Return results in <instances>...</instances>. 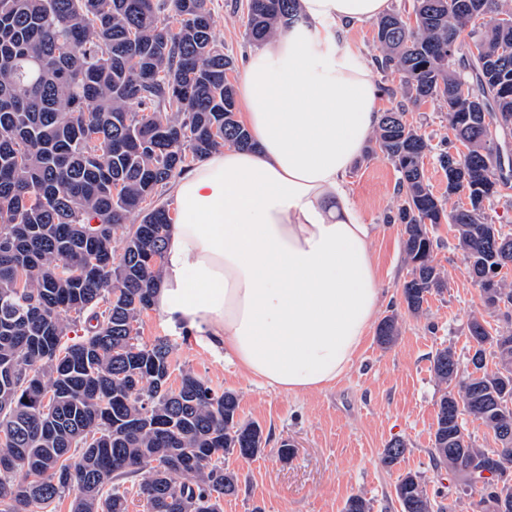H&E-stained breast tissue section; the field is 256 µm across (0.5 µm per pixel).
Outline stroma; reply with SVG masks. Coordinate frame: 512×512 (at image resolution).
<instances>
[{
  "mask_svg": "<svg viewBox=\"0 0 512 512\" xmlns=\"http://www.w3.org/2000/svg\"><path fill=\"white\" fill-rule=\"evenodd\" d=\"M208 5L217 44L242 61L251 48L246 0H209ZM406 118L431 139L433 151L424 164L431 190L438 196L447 194L448 179L435 153L448 135L445 110L428 102L407 112ZM398 178L392 162L380 154L361 156L348 174L364 222L380 227L373 251L385 294L381 312L399 311L401 320L394 345L381 347L375 335H368L349 371L334 385L298 396L258 386L223 354L171 329L156 310L143 315L141 342L168 340L176 371H192L216 389L235 392L241 419L260 423L270 437L264 455L229 460V468L239 473L240 491L225 498L224 512H343L354 494L370 499L372 512H400L394 485L408 471L422 473L429 492L452 512H481L478 495L462 493L452 476L435 470L430 462L437 402L443 393L430 357L437 348L450 345L460 360H467L473 348L468 323L473 314L484 313L483 306L450 225L441 224L435 230L441 240L435 260L445 273L447 288L429 296L422 316L405 313L401 289L410 267L403 228L386 221L397 204ZM484 315L491 326H500V315ZM395 438L406 443L407 451L400 464L387 469L380 456ZM284 441L293 446L285 460L277 454Z\"/></svg>",
  "mask_w": 512,
  "mask_h": 512,
  "instance_id": "stroma-1",
  "label": "stroma"
}]
</instances>
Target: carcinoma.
I'll list each match as a JSON object with an SVG mask.
<instances>
[{
    "label": "carcinoma",
    "instance_id": "obj_1",
    "mask_svg": "<svg viewBox=\"0 0 512 512\" xmlns=\"http://www.w3.org/2000/svg\"><path fill=\"white\" fill-rule=\"evenodd\" d=\"M472 3L412 0L414 24L397 10L375 23L378 67L401 74L404 103L381 113L367 152L399 173L388 222L404 226L402 297L413 315L444 284L438 224L453 226L476 286L512 267V232L486 212L512 172L499 155L512 137V52H501L512 27L471 24ZM246 8L254 44L301 21L299 0ZM214 27L208 0H0V512H53L67 496L70 512H127L117 487L133 478L148 512H224L240 484L226 459L266 450L268 435L240 419L234 392L190 371L168 386L169 343L138 342L172 222L159 188L226 144L252 147L229 79L236 63ZM469 38L483 58L469 56ZM428 101L447 109L454 130L438 158L446 199L425 177L428 139L406 120L408 106ZM464 192L469 207L447 206ZM483 303L503 325L491 332L472 317L474 372L460 373L450 346L431 356L445 392L430 456L485 512H512V439L502 434L512 433V286L499 279ZM81 321L84 334L65 341ZM398 335L397 315L378 325L381 344ZM465 415L501 446L465 436ZM405 452L392 440L381 463ZM395 496L401 512H442L418 472L399 477ZM344 512L372 505L356 494Z\"/></svg>",
    "mask_w": 512,
    "mask_h": 512
}]
</instances>
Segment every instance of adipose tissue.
Masks as SVG:
<instances>
[{"label": "adipose tissue", "instance_id": "obj_1", "mask_svg": "<svg viewBox=\"0 0 512 512\" xmlns=\"http://www.w3.org/2000/svg\"><path fill=\"white\" fill-rule=\"evenodd\" d=\"M293 29L250 51L241 121L254 148L225 145L172 188L162 273L165 321L223 351L254 381L288 393L333 385L383 305L376 225L347 175L379 121L380 93L338 31L391 0H299Z\"/></svg>", "mask_w": 512, "mask_h": 512}]
</instances>
